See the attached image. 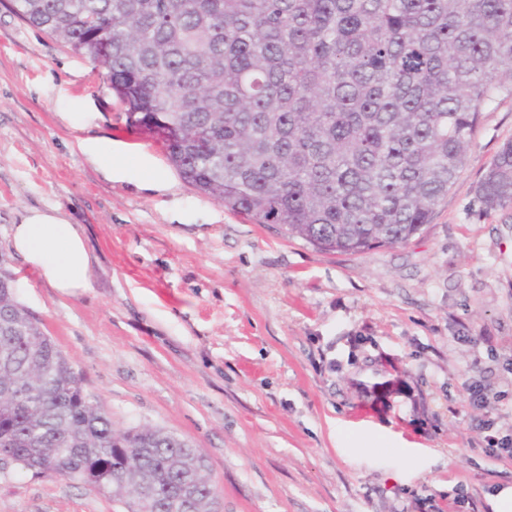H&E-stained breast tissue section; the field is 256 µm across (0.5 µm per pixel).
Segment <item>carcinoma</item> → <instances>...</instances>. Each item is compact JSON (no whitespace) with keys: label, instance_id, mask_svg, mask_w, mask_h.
Segmentation results:
<instances>
[{"label":"carcinoma","instance_id":"obj_1","mask_svg":"<svg viewBox=\"0 0 512 512\" xmlns=\"http://www.w3.org/2000/svg\"><path fill=\"white\" fill-rule=\"evenodd\" d=\"M27 24L100 63L135 127L199 193L322 252L406 244L467 161L482 113L512 98V0H13ZM512 208V140L476 187ZM0 249V456L126 512H209L199 449L117 432L15 293ZM192 498L132 497V482Z\"/></svg>","mask_w":512,"mask_h":512}]
</instances>
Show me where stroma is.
Here are the masks:
<instances>
[{
  "mask_svg": "<svg viewBox=\"0 0 512 512\" xmlns=\"http://www.w3.org/2000/svg\"><path fill=\"white\" fill-rule=\"evenodd\" d=\"M509 139L511 98L419 235L325 253L185 183L102 68L0 0V248L27 208L59 204L91 257L90 288L63 297L11 255L17 298L115 430L202 451L221 512H492L512 487V462L483 450L484 422L512 436V209L475 192ZM0 512L125 509L9 466Z\"/></svg>",
  "mask_w": 512,
  "mask_h": 512,
  "instance_id": "35a3bbf8",
  "label": "stroma"
}]
</instances>
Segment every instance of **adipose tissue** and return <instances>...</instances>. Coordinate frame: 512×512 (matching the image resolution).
<instances>
[{
    "mask_svg": "<svg viewBox=\"0 0 512 512\" xmlns=\"http://www.w3.org/2000/svg\"><path fill=\"white\" fill-rule=\"evenodd\" d=\"M10 247L59 294L91 286V258L77 224L60 206L31 207L13 225Z\"/></svg>",
    "mask_w": 512,
    "mask_h": 512,
    "instance_id": "obj_1",
    "label": "adipose tissue"
}]
</instances>
